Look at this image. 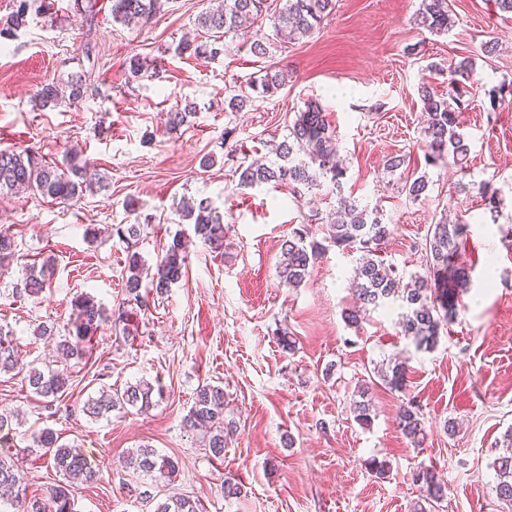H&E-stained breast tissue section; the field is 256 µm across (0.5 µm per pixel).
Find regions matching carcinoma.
<instances>
[{
    "mask_svg": "<svg viewBox=\"0 0 512 512\" xmlns=\"http://www.w3.org/2000/svg\"><path fill=\"white\" fill-rule=\"evenodd\" d=\"M39 0H12V10L0 19V40H12L27 29L30 17L42 10ZM336 6V0H285L281 7H272L270 0H224V6L202 14L199 26L210 33L206 42H181L176 51L189 52L196 57L214 58L224 52L226 38L239 31L269 22L277 35L293 39L313 33ZM163 0H111V16L115 23L138 22L149 24L161 13ZM418 27L431 33H448L454 21L448 0H422L416 15ZM128 82L139 83L147 77L159 76V70H149L139 57L128 60ZM473 65L467 58L448 65V95H438L427 85L418 89L422 111L428 116L424 129V145L421 150L425 163L431 166H446L453 159L461 176L468 174L470 145L460 132L458 113L465 110L469 100L468 84L472 83ZM92 73L81 69L67 74L65 79L42 83L34 94L36 105L42 110L55 108L65 100L76 102L82 99L91 86ZM289 74L282 69L267 70L251 81V89L261 98L276 94L288 83ZM251 103V96L230 94L224 98V111L240 112ZM491 107L512 106V84L500 86L490 95ZM195 107L175 104L167 112L169 131L175 132L187 123ZM336 134L328 115L316 101H310L305 109L297 113L288 125V133L277 145V160L269 165L240 162L237 187L253 189L265 184L284 185L307 189L324 184L336 192V208L325 223L324 240L340 248H356L362 252L356 278L351 288L355 304L344 312L345 320L358 324L367 312L384 306L389 300H399L405 312L398 322L400 334L418 351H433L440 340L441 332L457 315L458 293L468 288L469 267L454 262L467 245V224L440 222L432 225L426 239L427 261L433 271L447 274L443 285L420 275L409 278L400 276L396 269L381 258L385 240L391 234L390 225L383 222L379 210L360 205L359 201L342 193V178L345 168L335 161ZM399 189L412 201L427 196L429 180L422 174L415 178L399 177ZM94 185L88 179L87 163L81 151L70 149L59 164H48L34 152L0 150V191L32 192L61 204L80 199ZM177 223L193 225V233L206 245L220 246L224 241V213L208 198L187 199L177 207ZM324 247L319 242H306L300 232L283 243L284 260L279 266L280 282L290 288L302 286L311 277L316 260ZM188 253L183 236L176 235L164 253L158 255L151 274V290L162 295L172 284L185 275L188 268ZM128 276L125 290L127 303L139 308L147 306L141 293L142 275L148 272L145 261L137 252L127 254ZM55 276V265L50 259L41 264H32L23 278L24 292L37 298L50 285ZM111 314L88 294L71 300V314L66 323L65 335L56 346L59 365L56 368L40 369L31 366L22 377L33 393L57 400L68 384V363L86 357L89 343L97 329L110 320ZM17 368L13 339L0 327V373ZM406 367L390 360L381 361L373 367L379 383L388 388L402 385ZM369 388L358 391L352 400L354 420L370 424L372 415ZM154 387L140 381L122 390H104L99 396L89 398L84 411L95 419L103 418L114 410L136 409L148 412L155 406ZM224 406V388L206 383L196 392L195 401L185 416L188 427L200 435L211 455L224 457V427L218 425L219 414ZM397 425L412 445H421L426 438L424 422L419 407L412 401L399 410ZM25 450L41 453L51 461L56 472L62 474L64 482L53 486L45 498L27 496L23 452L0 454V488L7 492L9 512H73L76 483H89L98 476V470L88 465L86 459L71 446L61 442L56 430L45 427L32 434L31 444ZM126 468L141 475L159 473L174 478L177 464L169 457L160 455L149 445H141L128 452L124 459ZM497 481L495 493L508 512H512V433L507 438L506 448L495 458ZM412 483L424 489V498L415 502L412 512H431L433 504L446 495L445 484L428 466H418L410 473ZM155 512H199L198 501L179 492L169 494L157 504Z\"/></svg>",
    "mask_w": 512,
    "mask_h": 512,
    "instance_id": "1",
    "label": "carcinoma"
}]
</instances>
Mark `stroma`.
Listing matches in <instances>:
<instances>
[{
    "label": "stroma",
    "mask_w": 512,
    "mask_h": 512,
    "mask_svg": "<svg viewBox=\"0 0 512 512\" xmlns=\"http://www.w3.org/2000/svg\"><path fill=\"white\" fill-rule=\"evenodd\" d=\"M218 4L169 0L149 25L127 27L113 22L109 0H87L79 14L71 0H53L49 16L35 17L0 50V150L29 146L59 162L75 147L102 180L68 205L0 196V227L18 244L0 267V328L12 331L20 366L52 363L56 342L37 328H62L76 295L91 294L111 311L121 306L128 252L151 265L175 233L192 234V225L173 222L183 199L211 198L224 214L221 247L194 242L187 273L167 294L127 326L104 324L88 355L71 361L55 413L19 377L0 374V412L23 418L14 445L48 426L99 469L100 483L79 487L76 512H154L170 488L198 498L201 512H411L421 492L410 473L420 465L433 467L447 487L433 512H502L493 462L512 433V110L491 109L489 101L512 83V14L492 0H450L454 26L432 34L415 23L421 0H336L307 37L289 42L263 25L266 55H254L247 37L228 42L214 60L175 54L183 38L206 40L198 18ZM134 55L157 65L159 78L128 85ZM465 57L477 88L459 117L471 147L462 179L454 167L426 166L417 90L425 83L447 93L446 68ZM87 64L96 93L37 109V85ZM278 68L290 74L278 93L225 111L227 88L248 90L250 79ZM311 100L336 131L344 194L379 207L391 225L381 256L398 272L427 274L425 239L441 217L469 226L462 259L471 288L433 351L410 349L393 302L367 313L359 327L347 325L354 251L327 246L301 287L279 280L282 243L299 229L323 241L321 220L336 196L324 186L297 194L270 185L240 190L233 172L239 158L271 156ZM185 101L195 114L169 132L167 112ZM396 153L409 154V171L429 179L426 201L398 192L397 175L385 168ZM461 180L466 189L458 188ZM481 181L497 190V214L474 188ZM115 224L140 225V235L119 239L110 231ZM46 258L56 266L50 289L36 298L16 294L26 266ZM284 333L294 351L282 349ZM401 351L409 356L405 388L372 387L373 420L355 422L354 391L375 362ZM142 379L162 389L149 413L116 410L94 419L83 412L101 387L120 390ZM205 382L224 389L219 460L183 425ZM411 398L426 429L419 448L396 427ZM452 421L459 425L453 432L446 428ZM142 444L177 461L171 487L124 467L128 451ZM373 460L384 463L385 475L370 470ZM228 477L240 484L239 496L225 497Z\"/></svg>",
    "instance_id": "1"
}]
</instances>
